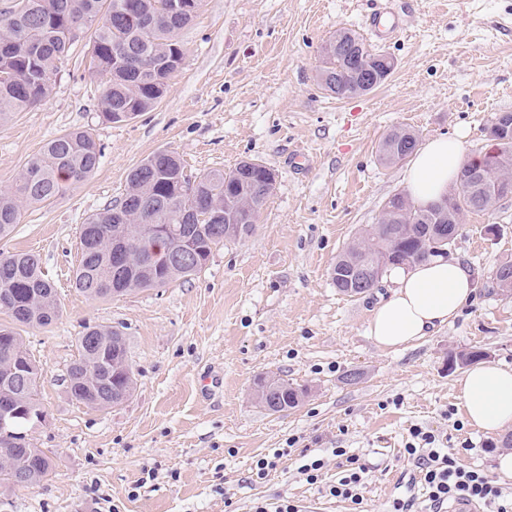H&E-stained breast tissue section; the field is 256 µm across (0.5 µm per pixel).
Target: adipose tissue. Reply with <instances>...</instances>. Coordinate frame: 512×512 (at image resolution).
Here are the masks:
<instances>
[{
	"label": "adipose tissue",
	"instance_id": "ef3b65f1",
	"mask_svg": "<svg viewBox=\"0 0 512 512\" xmlns=\"http://www.w3.org/2000/svg\"><path fill=\"white\" fill-rule=\"evenodd\" d=\"M465 160L461 136L434 138L413 154L405 172L410 197L428 205L447 196ZM394 288L368 322V334L382 348L399 351L453 321L473 298L471 273L454 257L436 258L392 271ZM467 420L498 434L512 430V369L475 364L458 381Z\"/></svg>",
	"mask_w": 512,
	"mask_h": 512
}]
</instances>
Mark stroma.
Instances as JSON below:
<instances>
[{
  "instance_id": "35a3bbf8",
  "label": "stroma",
  "mask_w": 512,
  "mask_h": 512,
  "mask_svg": "<svg viewBox=\"0 0 512 512\" xmlns=\"http://www.w3.org/2000/svg\"><path fill=\"white\" fill-rule=\"evenodd\" d=\"M375 3L203 0L161 101L122 124L97 107L84 33L48 101L0 124L2 190L61 133L85 129L103 147L92 176L24 211L0 241L39 258L62 307L52 325L21 332L47 413L30 436L55 469L43 485L0 488V512H224L228 492L238 512L282 498L300 512H353L321 491L339 476L340 448L368 469L364 512H389L395 499L423 500L404 451L416 427L493 474L502 438L469 423L458 398L464 368L449 361L480 350L512 368V297L491 286L512 261V200L464 217L449 252L473 273L474 299L411 348L385 350L367 334L390 276L350 297L330 270L406 190L407 162L379 161L387 133L407 127L423 142L461 133L473 156L487 148L492 116L512 112V0H404L409 25L382 49L395 60L391 76L369 94L331 96L318 83L321 48L337 30L361 31ZM162 150L192 175L261 161L275 188L254 232L225 242L190 280L87 298L73 286L81 224L122 198L130 171ZM88 325L119 327L128 342L133 393L105 410L71 400L64 381ZM354 370L360 380L347 383ZM272 377L304 389L297 408L274 414L255 400ZM286 446L277 470L253 481L256 460ZM303 453L323 461L321 485L298 474Z\"/></svg>"
}]
</instances>
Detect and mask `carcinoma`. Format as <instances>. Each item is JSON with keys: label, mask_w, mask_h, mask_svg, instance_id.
Here are the masks:
<instances>
[{"label": "carcinoma", "mask_w": 512, "mask_h": 512, "mask_svg": "<svg viewBox=\"0 0 512 512\" xmlns=\"http://www.w3.org/2000/svg\"><path fill=\"white\" fill-rule=\"evenodd\" d=\"M180 12L182 0H11L0 19V123L16 112L41 105L50 96L51 75L66 56L73 39L72 25L95 28L92 58L95 73L106 77L100 84L99 108L113 124L129 122L151 110L162 98L168 79L180 68L184 45L179 34L202 6ZM338 45L322 50L324 66L319 81L325 91L338 98L351 97L365 89L368 76L386 79L385 55L372 51L359 34L336 32ZM492 149L466 160L458 179L441 206L445 216L414 205L403 194L385 204L378 223L349 244L331 269V280L343 294L366 293L377 286L360 282L356 268L411 267L431 258L448 255L450 243L443 241L439 227L456 233L465 214L496 208L486 202L485 190L508 180L512 170V112L501 114ZM417 135L397 128L385 136L380 159L406 158L418 147ZM102 147L87 130L74 129L49 139L28 162L11 191L0 190V239L20 222L25 208L44 204L69 187L87 180L98 167ZM196 183L197 204L192 218L185 217L186 203L180 195L183 183ZM275 173L268 167L211 170L193 178L181 160L161 151L143 160L128 176L122 199L90 215L80 225L78 265L73 285L91 299L124 296L136 290L160 288L172 281L198 274L213 249L224 242L252 233L254 221L275 187ZM160 224L181 227L177 236L162 239ZM122 238L128 259L116 264L112 240ZM493 283L502 294L512 296V262L498 266ZM0 310L11 324H0V368L12 366V354L24 350L15 326L46 327L60 315L53 282L44 274L39 259L30 253L0 251ZM128 357L124 333L112 326L85 328L79 338L78 358L67 368L66 389L72 399L92 408L107 409L127 399L134 380L112 366ZM40 368L5 383L0 393L17 397L12 430L37 421L40 402ZM304 392L281 379L270 392L268 409L274 413L299 405ZM16 452L3 450L0 484L11 486L22 462L38 485L52 475V458L41 448Z\"/></svg>", "instance_id": "obj_1"}]
</instances>
